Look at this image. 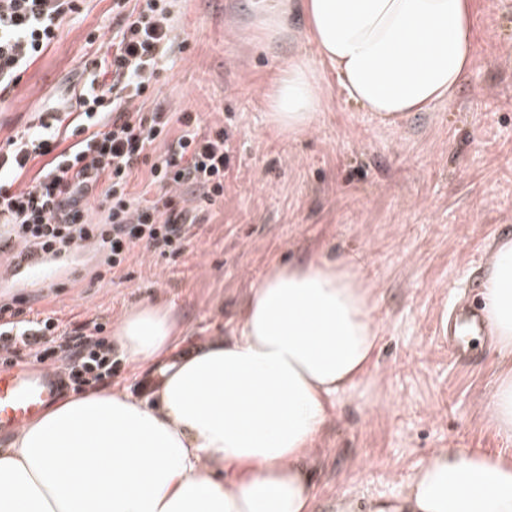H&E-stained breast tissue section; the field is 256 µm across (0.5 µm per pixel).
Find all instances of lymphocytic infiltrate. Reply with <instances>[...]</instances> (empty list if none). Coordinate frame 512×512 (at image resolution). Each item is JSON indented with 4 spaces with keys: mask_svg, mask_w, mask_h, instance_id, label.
<instances>
[{
    "mask_svg": "<svg viewBox=\"0 0 512 512\" xmlns=\"http://www.w3.org/2000/svg\"><path fill=\"white\" fill-rule=\"evenodd\" d=\"M76 2L0 0V98L57 40ZM113 9L112 51L93 61L88 86L73 97V119L40 120L0 144V255L63 261L91 244L104 257L95 279L108 273L119 285L135 248L186 252L191 227L224 198L230 145L224 129L202 131L196 113L145 107L179 38L175 0H114ZM141 170L147 180L135 194L130 182ZM104 331L91 320L63 332L53 317H28L23 299L1 302L0 363L19 364L28 349L78 390L112 375ZM58 332L63 342L51 347Z\"/></svg>",
    "mask_w": 512,
    "mask_h": 512,
    "instance_id": "obj_1",
    "label": "lymphocytic infiltrate"
}]
</instances>
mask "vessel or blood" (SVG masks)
Returning <instances> with one entry per match:
<instances>
[{
  "label": "vessel or blood",
  "instance_id": "obj_1",
  "mask_svg": "<svg viewBox=\"0 0 512 512\" xmlns=\"http://www.w3.org/2000/svg\"><path fill=\"white\" fill-rule=\"evenodd\" d=\"M449 323L465 327L475 336L483 330L476 310L466 306L458 307ZM61 390V379L51 368H0V433L19 431L41 414Z\"/></svg>",
  "mask_w": 512,
  "mask_h": 512
}]
</instances>
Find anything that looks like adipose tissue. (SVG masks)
Segmentation results:
<instances>
[{
  "mask_svg": "<svg viewBox=\"0 0 512 512\" xmlns=\"http://www.w3.org/2000/svg\"><path fill=\"white\" fill-rule=\"evenodd\" d=\"M258 45L294 25L313 54L278 65L270 124L307 132L328 108L323 72L347 101L394 125L449 98L473 63L474 0H255ZM495 383L482 414L512 441V238L492 246L481 285ZM375 287L346 258L274 264L230 331L177 353L173 305L143 302L114 337L163 369L140 395L90 391L0 448V512H512V457L441 448L387 499L317 497L306 460L339 398L373 380Z\"/></svg>",
  "mask_w": 512,
  "mask_h": 512,
  "instance_id": "adipose-tissue-1",
  "label": "adipose tissue"
}]
</instances>
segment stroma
I'll return each instance as SVG.
<instances>
[{"label": "stroma", "mask_w": 512, "mask_h": 512, "mask_svg": "<svg viewBox=\"0 0 512 512\" xmlns=\"http://www.w3.org/2000/svg\"><path fill=\"white\" fill-rule=\"evenodd\" d=\"M112 5L81 0L0 100V139L66 111L112 39ZM476 6L475 59L451 99L384 126L346 102L330 73L327 111L291 139L271 127L263 95L303 35L262 51L249 0H184L186 46L159 72L160 99L228 133L223 202L195 226L184 256L135 249L121 285L91 279L102 256L88 247L52 273L0 287V301L26 299L63 326L96 318L111 327L133 305L161 300L179 313L186 347L223 335L271 264L349 255L376 288L382 381L360 383L334 410L314 458L321 502L340 490L396 495L438 448L512 455L480 412L495 380L485 346L454 358L438 333L453 304L479 300L491 245L512 235V0Z\"/></svg>", "instance_id": "1"}]
</instances>
